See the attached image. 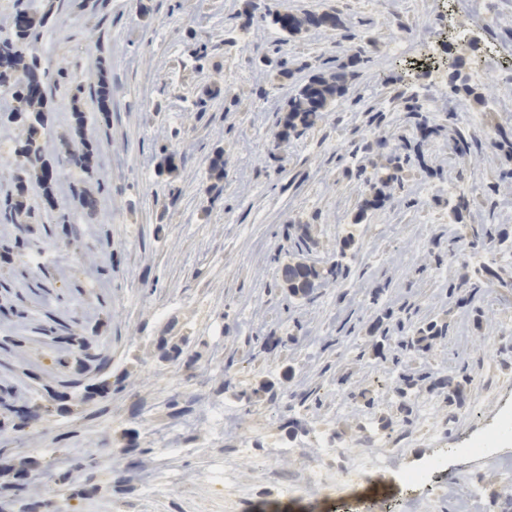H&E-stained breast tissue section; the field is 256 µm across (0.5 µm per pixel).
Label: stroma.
Wrapping results in <instances>:
<instances>
[{
  "mask_svg": "<svg viewBox=\"0 0 512 512\" xmlns=\"http://www.w3.org/2000/svg\"><path fill=\"white\" fill-rule=\"evenodd\" d=\"M417 2L405 13L397 0H272L283 14L330 12L345 24L291 35L267 22L247 23L244 0H86L82 9L75 0H44L52 21L36 52L54 106L44 148L63 154L73 107L87 113V132L99 140L97 175L86 183L97 205L91 212L74 205L69 186L79 173L62 164L57 208L93 236L76 248L55 246L52 217L34 187L24 238L48 257L35 265L14 253L0 259V282L11 287L0 292V305L17 293L27 308L22 317L0 315V382H34L51 407L22 435L20 449L0 452V484L24 462L62 448L74 460L76 482L112 486L111 496L63 503L47 487L42 500L62 512H402L412 496L435 512H457L439 493L452 474L480 482L481 512H503L508 497L494 471L512 460V445L480 459L452 448L512 402V263L495 266L503 286L487 285L484 250L471 245L479 225L512 230V160L495 146L512 140V120L500 110L512 105V58L498 53L512 45V25L497 19L512 14V0H486L488 18L473 44L455 36L470 19L457 0ZM397 39L413 43V51L393 54ZM355 53L362 62L347 94L306 135L280 138L277 111L295 88ZM452 57L463 62L468 93L449 82ZM283 59L286 77L277 66ZM101 67L112 82L106 121L97 119L89 88ZM481 69L486 76L479 80ZM426 97L437 104L429 117L440 131L423 142L407 107ZM460 110L480 114L481 127L458 121L445 128L446 113ZM373 112L384 113L381 127L369 126ZM460 133L471 144L462 157L453 151ZM381 138L393 147L404 138L421 142L422 159L404 172L394 199L362 219L368 187L355 173L378 162L372 147ZM166 148L180 158L170 175L157 169ZM218 152L220 179L210 172ZM452 182L470 201L458 215L448 212ZM492 183L498 190L489 197ZM292 224L309 225L315 260L335 259L344 237L355 240L344 286L322 288L311 303L290 298L277 280ZM102 237L109 246L99 245ZM454 246L471 250L473 262H453ZM393 252L405 253L408 265L390 263ZM91 266L110 269L111 281L88 287L82 271ZM478 281L481 314L449 300V283L467 288ZM378 288L384 295L376 303ZM388 311L415 325L448 322L447 338L426 363L442 373L468 368L486 395L484 409H458L424 391L421 399L436 405L441 441L427 440L428 427L416 415L406 429L383 432L401 465L447 455L446 471L415 491L386 473L359 483L347 503L320 492L284 496L295 464L286 458L264 469L271 445L314 444L322 432L349 443L362 431L357 410L366 389L375 398L374 417L395 418L386 385L393 365L376 357L368 333ZM61 329L92 337L85 376L112 388L99 405L78 402L64 386L49 340ZM163 340L182 347L192 363L160 360ZM266 382L271 390L261 391ZM243 391L252 395L239 413L247 450L207 429L193 434L186 452L158 449L154 428L172 422L170 399L192 413L206 404L238 405ZM340 399L350 406L341 414ZM292 420L304 422L305 431L289 435ZM131 438L145 466H164L176 481L148 492L130 480L124 449ZM217 460L235 477L231 487L212 483Z\"/></svg>",
  "mask_w": 512,
  "mask_h": 512,
  "instance_id": "35a3bbf8",
  "label": "stroma"
}]
</instances>
